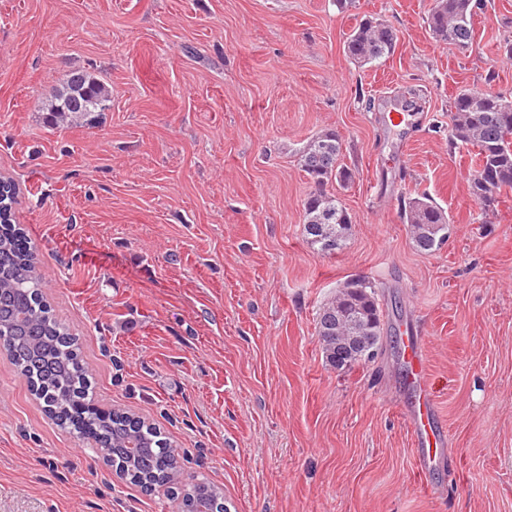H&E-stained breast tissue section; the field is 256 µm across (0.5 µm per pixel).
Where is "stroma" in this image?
<instances>
[{"label": "stroma", "mask_w": 512, "mask_h": 512, "mask_svg": "<svg viewBox=\"0 0 512 512\" xmlns=\"http://www.w3.org/2000/svg\"><path fill=\"white\" fill-rule=\"evenodd\" d=\"M432 0H0V174L36 246L46 297L81 337L104 406L180 447L231 512H512V191L484 212L448 144L464 88L512 98V0H486L467 51L435 42ZM373 16L396 53L343 42ZM112 104L57 131L41 104L70 71ZM422 109L391 129L394 103ZM336 133L352 219L313 248L300 155ZM451 219L418 251L403 198ZM377 294V357L337 370L316 332L347 281ZM422 350L452 453L421 478L404 414V328ZM113 481L0 355V512H176ZM398 45L396 30L385 21L364 18L352 30L343 44L345 55L357 64L385 61Z\"/></svg>", "instance_id": "1"}]
</instances>
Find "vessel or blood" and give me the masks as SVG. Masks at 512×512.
I'll list each match as a JSON object with an SVG mask.
<instances>
[{"label":"vessel or blood","mask_w":512,"mask_h":512,"mask_svg":"<svg viewBox=\"0 0 512 512\" xmlns=\"http://www.w3.org/2000/svg\"><path fill=\"white\" fill-rule=\"evenodd\" d=\"M413 400L407 409L420 475H427L444 458L446 440L437 420L434 397L425 374L423 355L414 341H407L402 353Z\"/></svg>","instance_id":"b4317fda"}]
</instances>
